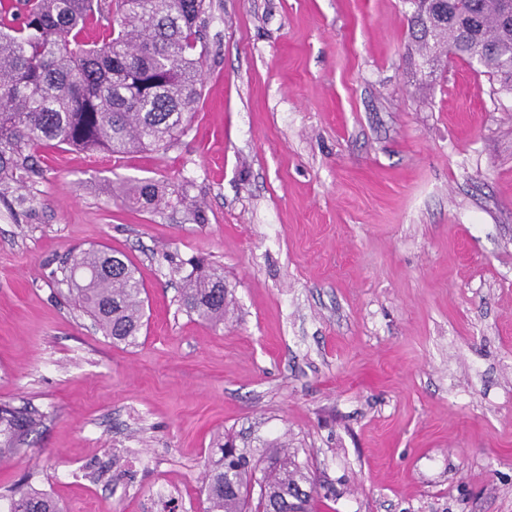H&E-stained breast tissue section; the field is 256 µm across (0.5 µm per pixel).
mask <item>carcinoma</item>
<instances>
[{"label":"carcinoma","mask_w":512,"mask_h":512,"mask_svg":"<svg viewBox=\"0 0 512 512\" xmlns=\"http://www.w3.org/2000/svg\"><path fill=\"white\" fill-rule=\"evenodd\" d=\"M206 0H0V197L21 194L33 173V154L51 143L121 157L143 148L166 151L186 130L201 82L195 56ZM508 0H455L446 15L436 3L414 8L410 21L421 48L453 42L455 55L475 60L482 73L512 92V17ZM106 21L102 39L82 33L90 19ZM125 198L159 212L168 192L151 181L127 188ZM62 282L79 307L114 343L133 344L143 326L142 284L122 256L90 250L63 270ZM189 315L224 323L228 291L224 272L193 266L181 289ZM29 416L0 405V454L25 440ZM272 468L257 480L232 442L205 469V512H312L302 484L309 479L288 452L275 445ZM266 494L253 496V484ZM8 512H60L35 489H18Z\"/></svg>","instance_id":"carcinoma-1"}]
</instances>
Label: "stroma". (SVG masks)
I'll list each match as a JSON object with an SVG mask.
<instances>
[{"instance_id": "1", "label": "stroma", "mask_w": 512, "mask_h": 512, "mask_svg": "<svg viewBox=\"0 0 512 512\" xmlns=\"http://www.w3.org/2000/svg\"><path fill=\"white\" fill-rule=\"evenodd\" d=\"M409 0H206L200 100L167 152L35 154L0 198V459L62 512H204L218 439L314 482L316 512H512V93L422 55ZM183 187L156 213L135 182ZM203 206L196 220L195 206ZM122 252L136 344L62 267ZM224 324L179 308L196 259ZM32 424V420L26 413L0 405V435L4 437L3 443L1 441L0 454L16 449L14 447L24 441L31 431Z\"/></svg>"}]
</instances>
